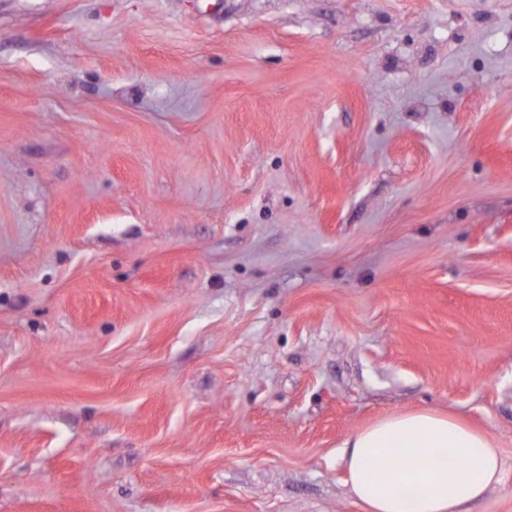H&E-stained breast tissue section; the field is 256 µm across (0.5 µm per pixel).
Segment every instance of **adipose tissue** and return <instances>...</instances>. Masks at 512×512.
I'll return each mask as SVG.
<instances>
[{"label":"adipose tissue","instance_id":"adipose-tissue-1","mask_svg":"<svg viewBox=\"0 0 512 512\" xmlns=\"http://www.w3.org/2000/svg\"><path fill=\"white\" fill-rule=\"evenodd\" d=\"M349 484L365 512H469L499 483L501 460L491 438L468 424L432 410L391 415L346 442ZM460 463L451 472L444 454ZM408 484L421 486L408 495Z\"/></svg>","mask_w":512,"mask_h":512}]
</instances>
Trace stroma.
I'll list each match as a JSON object with an SVG mask.
<instances>
[{
  "label": "stroma",
  "mask_w": 512,
  "mask_h": 512,
  "mask_svg": "<svg viewBox=\"0 0 512 512\" xmlns=\"http://www.w3.org/2000/svg\"><path fill=\"white\" fill-rule=\"evenodd\" d=\"M421 409L512 512V0H0V512H364Z\"/></svg>",
  "instance_id": "stroma-1"
}]
</instances>
